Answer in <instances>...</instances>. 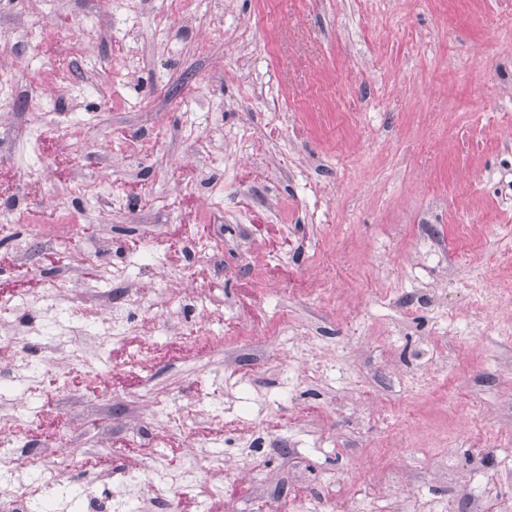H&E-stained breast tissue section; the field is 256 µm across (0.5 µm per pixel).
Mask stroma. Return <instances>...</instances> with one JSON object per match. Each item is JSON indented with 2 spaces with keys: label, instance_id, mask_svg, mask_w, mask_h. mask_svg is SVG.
Wrapping results in <instances>:
<instances>
[{
  "label": "stroma",
  "instance_id": "1",
  "mask_svg": "<svg viewBox=\"0 0 512 512\" xmlns=\"http://www.w3.org/2000/svg\"><path fill=\"white\" fill-rule=\"evenodd\" d=\"M497 7L203 0L185 24L168 0H150L136 19L145 32L137 71L107 101L88 87L115 80L112 53L128 25L118 0H0V196L31 214L0 238L12 257L0 265V303L23 321L18 343L29 360L51 362L39 395L13 389L16 409L40 419L15 439L16 452L48 449L47 467L67 469L69 498L90 486L119 490L112 474L120 470L147 482L193 469L194 492L174 494L169 512L187 503L195 512H314L315 491L336 480L346 493L333 512H374L356 488L388 473V494L435 497L446 512H464L477 470L511 497L502 449L481 454L471 441L477 421L512 437V205L499 185L512 167L499 147L512 134V25L497 23ZM159 19L177 28L175 46L151 39ZM238 24L251 28V44L235 42ZM41 25L85 43L67 86L77 113L53 109L46 60L24 77L11 67L13 55L40 43ZM242 54L254 58L258 86L291 115L295 133L280 146L299 164L277 182L249 164L224 180V150L242 126L272 121L220 78ZM154 100L163 103L162 123L194 125L216 149L206 157L189 142H164L126 178L114 142L146 127L138 106ZM76 117L84 135L57 138L55 129ZM16 123L30 130L20 145L3 135ZM203 169L226 184L229 210L259 198L288 208L260 225L247 252H220L216 272L191 269L169 247L174 236L185 243L214 233L201 209ZM312 177L330 201L318 224L308 223L315 205L303 194ZM79 179L90 191H74ZM115 192L123 209L102 210L99 196ZM101 237L102 254L87 257ZM149 244L155 262L135 264ZM121 265L141 295L175 297L185 315L133 314L101 353L98 369L119 379L104 387L74 368L66 346L45 352L49 308L18 303L73 288L111 293ZM322 273L330 282L312 291ZM260 281L267 295L258 294ZM202 288L228 309L199 312ZM199 326L256 335L228 364L219 346L184 343ZM240 409L254 420L248 432L215 419ZM435 433L448 436L444 466L432 458ZM60 436L80 463L53 453Z\"/></svg>",
  "mask_w": 512,
  "mask_h": 512
}]
</instances>
